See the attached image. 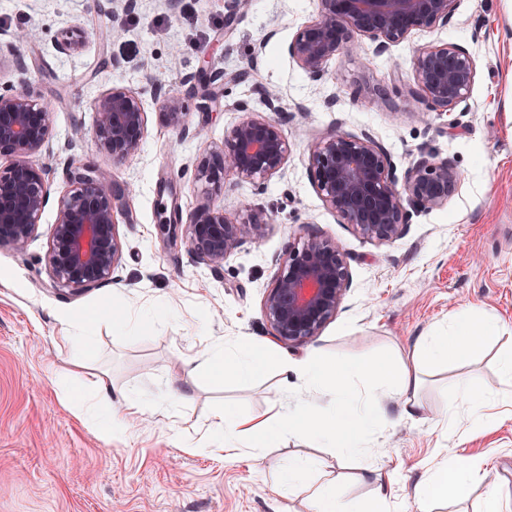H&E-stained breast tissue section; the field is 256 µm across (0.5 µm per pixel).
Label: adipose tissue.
Instances as JSON below:
<instances>
[{
  "mask_svg": "<svg viewBox=\"0 0 512 512\" xmlns=\"http://www.w3.org/2000/svg\"><path fill=\"white\" fill-rule=\"evenodd\" d=\"M506 326L497 316H478L470 308L456 310L447 330L422 337L410 361H397L391 367H374L358 361L307 363L303 367L308 385L326 389L333 397L324 406L294 413H276L272 417L217 413L211 423L224 435L228 454H235V442L241 433H251L253 445L265 447L285 435H309L325 439L329 448L341 456L367 453L371 435L384 427L388 419L382 410L385 396L400 400L399 416L416 420L424 412L418 397L423 364L446 363L463 356L481 340L503 336ZM278 356L257 348L247 341L212 349L208 363L217 379L243 381L254 378L260 371L277 365ZM466 407L473 425L491 420L489 402L469 379L458 380L452 387L446 413V431H454L459 421V407ZM479 472L472 465H448L435 471L420 489L418 503L448 495H463Z\"/></svg>",
  "mask_w": 512,
  "mask_h": 512,
  "instance_id": "adipose-tissue-1",
  "label": "adipose tissue"
}]
</instances>
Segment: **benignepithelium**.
I'll use <instances>...</instances> for the list:
<instances>
[{
  "label": "benign epithelium",
  "instance_id": "obj_1",
  "mask_svg": "<svg viewBox=\"0 0 512 512\" xmlns=\"http://www.w3.org/2000/svg\"><path fill=\"white\" fill-rule=\"evenodd\" d=\"M458 0H321L314 20L302 26L288 45L290 56L315 80L326 63L341 53L356 34L380 40V50L412 30L446 24ZM26 39L18 32L0 44L17 69L25 60L15 53ZM417 102L427 108L455 107L465 102L474 83L472 56L456 45L423 48L414 62ZM167 122L182 123L178 96L158 88ZM92 137L115 163L134 156L145 126L142 100L114 87L94 102ZM54 113L23 91L0 93V246L18 252L29 246L47 205L48 168L26 160L47 142ZM288 139L278 120L246 113L226 132L220 147L207 146L198 157L196 181L218 193L224 176L263 185L278 173L288 155ZM314 182L324 203L343 223L363 237L379 242L401 238L409 202L420 211L442 207L456 191L460 174L447 158L421 152L398 179L388 154L368 135L357 137L337 128L309 155ZM72 189L58 201L51 230L49 265L59 288L89 290L109 278L118 264L121 243L114 201L122 195L116 183L96 176L89 166L69 170ZM265 225L233 220L224 208L197 207L187 218L185 234L198 262L213 270L224 266L247 240L264 235ZM349 286L345 255L334 242L317 235L292 244L263 300L262 313L273 335L289 346H304L336 316Z\"/></svg>",
  "mask_w": 512,
  "mask_h": 512
}]
</instances>
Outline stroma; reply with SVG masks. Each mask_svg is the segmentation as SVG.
I'll use <instances>...</instances> for the list:
<instances>
[{
  "mask_svg": "<svg viewBox=\"0 0 512 512\" xmlns=\"http://www.w3.org/2000/svg\"><path fill=\"white\" fill-rule=\"evenodd\" d=\"M320 0H0V32H28L17 70L0 57V92L26 91L55 114L48 142L33 154L48 167L49 201L26 251L0 246V512H312L306 494L282 495L277 479L308 459L313 487L336 484L349 502L370 499V467L396 475L386 512H408L417 486L448 460L482 465L465 496L435 502L433 512H485V489L501 491L512 512V409L496 404L497 423L442 431L446 385L471 377L489 396L502 393L498 355L512 342L481 344L465 359L426 369L420 422H397L372 437L367 457H335L320 442L285 438L273 448L242 440L237 455L212 451L209 425L221 407L264 414L324 404L306 387L303 360L385 363L409 357L420 336L472 306L512 327V0H460L448 24L412 31L380 49L355 35L312 80L288 54ZM68 51H60L64 39ZM454 44L473 57L469 99L454 109L418 113L414 60L422 48ZM209 64L214 100L201 96ZM178 93L179 127L167 123L155 83ZM122 87L142 99L145 129L124 163L90 135L97 95ZM276 94L289 150L264 185L229 176L219 194L194 179L201 141L222 145L240 115L267 116L261 93ZM460 134L448 136L450 122ZM366 134L404 174L419 151L453 161L462 180L443 207L409 212L403 237L364 238L328 208L311 177L309 154L335 126ZM84 137L73 138L75 127ZM88 165L131 192L115 205L122 253L112 275L90 290L55 287L49 253L57 203L71 184L68 164ZM212 202L265 233L244 242L213 272L196 262L185 237L168 243L172 211L188 215ZM315 233L345 254L349 288L336 317L307 345L273 336L262 303L290 245ZM126 312L128 326L102 320L90 341L65 337L63 319L98 309ZM247 339L289 363L245 382L210 381L214 343ZM136 399L142 411L112 440L72 390L94 396L99 375Z\"/></svg>",
  "mask_w": 512,
  "mask_h": 512,
  "instance_id": "stroma-1",
  "label": "stroma"
}]
</instances>
